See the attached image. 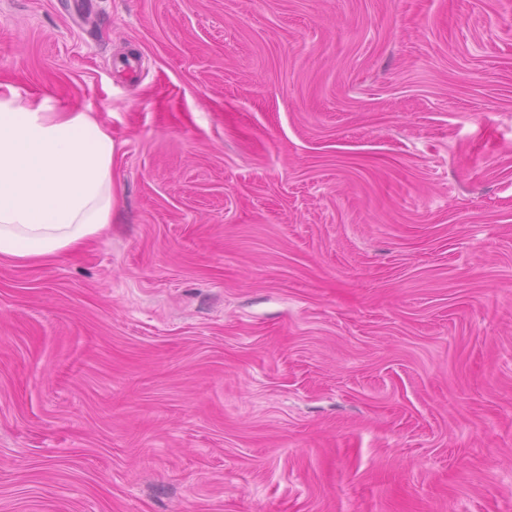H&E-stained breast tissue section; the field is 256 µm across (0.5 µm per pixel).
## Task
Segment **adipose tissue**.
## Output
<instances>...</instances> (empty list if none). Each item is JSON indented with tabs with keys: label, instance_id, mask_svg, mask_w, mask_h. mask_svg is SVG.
<instances>
[{
	"label": "adipose tissue",
	"instance_id": "ef3b65f1",
	"mask_svg": "<svg viewBox=\"0 0 512 512\" xmlns=\"http://www.w3.org/2000/svg\"><path fill=\"white\" fill-rule=\"evenodd\" d=\"M115 154L89 114L0 91V259L50 260L101 233L116 205Z\"/></svg>",
	"mask_w": 512,
	"mask_h": 512
}]
</instances>
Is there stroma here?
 <instances>
[{
    "label": "stroma",
    "mask_w": 512,
    "mask_h": 512,
    "mask_svg": "<svg viewBox=\"0 0 512 512\" xmlns=\"http://www.w3.org/2000/svg\"><path fill=\"white\" fill-rule=\"evenodd\" d=\"M74 2L0 0L118 147L0 260V512H512V0Z\"/></svg>",
    "instance_id": "obj_1"
}]
</instances>
